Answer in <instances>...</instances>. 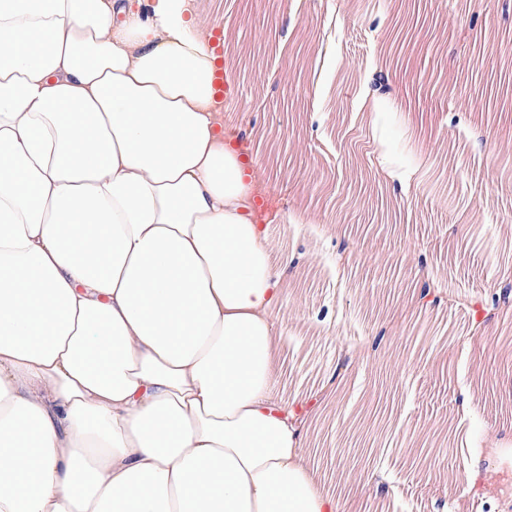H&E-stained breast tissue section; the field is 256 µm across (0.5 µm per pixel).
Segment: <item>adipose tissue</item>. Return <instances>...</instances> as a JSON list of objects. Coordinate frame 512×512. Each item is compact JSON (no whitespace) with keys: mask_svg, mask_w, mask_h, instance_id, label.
Masks as SVG:
<instances>
[{"mask_svg":"<svg viewBox=\"0 0 512 512\" xmlns=\"http://www.w3.org/2000/svg\"><path fill=\"white\" fill-rule=\"evenodd\" d=\"M193 0H0V512H351Z\"/></svg>","mask_w":512,"mask_h":512,"instance_id":"ef3b65f1","label":"adipose tissue"}]
</instances>
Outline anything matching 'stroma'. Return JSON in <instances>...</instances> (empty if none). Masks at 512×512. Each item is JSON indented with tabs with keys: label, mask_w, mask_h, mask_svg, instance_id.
<instances>
[{
	"label": "stroma",
	"mask_w": 512,
	"mask_h": 512,
	"mask_svg": "<svg viewBox=\"0 0 512 512\" xmlns=\"http://www.w3.org/2000/svg\"><path fill=\"white\" fill-rule=\"evenodd\" d=\"M194 2L208 23L235 35L226 52L236 93L224 121L256 133L267 186L256 209L271 216L278 252L305 250L282 303L280 374L289 396L320 387L337 342H364L383 323L392 328L388 349L408 362L401 377L384 363L352 369L317 464L344 455L356 472L387 473V496L352 512H512L497 494L472 500L448 491L449 481L464 485L478 467L512 476V457L476 441L490 431L500 448L512 449V345L504 340L512 311L475 341L465 309L489 291L490 269L512 271V178L499 167L498 149L512 140V118L500 120L487 95L464 85L467 68L495 86L512 65L503 54L512 0H348L341 12L336 0H305L298 13L291 0ZM452 14L473 26L480 51L447 29ZM351 62L365 77L394 73L400 96L370 101L360 85L341 86ZM452 101L462 107L455 118ZM381 158L417 169V185L401 193L379 169ZM443 195L471 200L477 215L463 214V228H455L439 205ZM474 217L480 227H470ZM344 237L385 262L359 263L356 274L338 278L324 258ZM417 243L449 294L422 312L409 288ZM322 321L333 324L331 335L305 336L304 323ZM451 344L454 357L434 362V352ZM441 422L450 449L426 475L406 446L412 433Z\"/></svg>",
	"instance_id": "35a3bbf8"
}]
</instances>
